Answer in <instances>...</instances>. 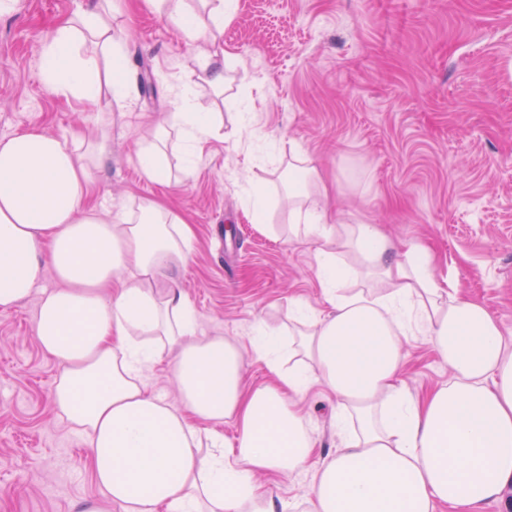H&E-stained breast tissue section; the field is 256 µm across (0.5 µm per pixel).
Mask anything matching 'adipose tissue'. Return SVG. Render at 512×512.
Wrapping results in <instances>:
<instances>
[{"label":"adipose tissue","instance_id":"adipose-tissue-1","mask_svg":"<svg viewBox=\"0 0 512 512\" xmlns=\"http://www.w3.org/2000/svg\"><path fill=\"white\" fill-rule=\"evenodd\" d=\"M235 10L236 0H213L207 27L170 14L201 43L218 90L219 41ZM105 14L93 0L44 44L41 74L54 91L93 100L105 75L114 98L126 97L123 46ZM173 106L187 143L218 136L190 88L176 89ZM87 190V168L66 141L41 131L0 139V311L40 293L36 339L63 367L55 407L88 438L96 479L124 512H277L255 478L307 469L314 438L294 399L316 383L357 428L321 463L305 512H435L440 504L474 512L512 486V336L484 304L433 278L428 248H397L378 225L338 224L307 196L294 197L290 231L344 238L384 290L341 293L349 268L318 250L316 278L332 311L297 305L301 329L284 357L258 330L251 349L269 379L249 389L239 347L198 339L192 303L168 283L189 247L185 219L159 206L116 216L87 209ZM46 265L59 286L42 292ZM416 332L448 369L447 383L422 399L402 378V340ZM171 346L177 408L146 381ZM229 419L230 446L217 430Z\"/></svg>","mask_w":512,"mask_h":512}]
</instances>
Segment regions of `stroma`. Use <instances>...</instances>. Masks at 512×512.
Listing matches in <instances>:
<instances>
[{
  "label": "stroma",
  "instance_id": "35a3bbf8",
  "mask_svg": "<svg viewBox=\"0 0 512 512\" xmlns=\"http://www.w3.org/2000/svg\"><path fill=\"white\" fill-rule=\"evenodd\" d=\"M88 0H13L0 15V138L38 130L67 139L88 164L86 205H165L187 220L191 246L171 276L193 303L198 334L239 345L249 383L267 377L249 340L288 330L291 310L326 305L318 247L351 267L335 242L289 235L291 147L306 152L346 224H379L433 252V274L483 301L512 332V0H238L224 25L232 91L249 95L258 135H240L234 107L205 82L196 45L142 0H112L131 102L109 90L88 103L42 82L41 46ZM185 85L224 135L188 155L170 128V88ZM166 138L170 184L144 178L142 148ZM266 185L265 224L251 187ZM40 296L0 311V512H124L97 484L86 437L52 401L61 372L35 337ZM404 380L420 396L448 370L425 336L404 344ZM315 438L313 466L264 477L284 512L308 495L315 465L343 435L337 398L315 385L297 399Z\"/></svg>",
  "mask_w": 512,
  "mask_h": 512
}]
</instances>
